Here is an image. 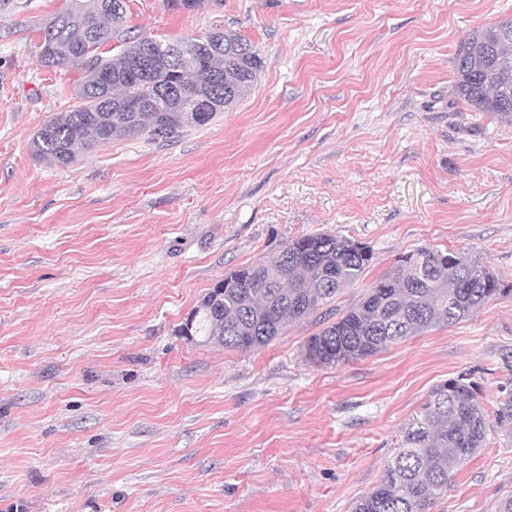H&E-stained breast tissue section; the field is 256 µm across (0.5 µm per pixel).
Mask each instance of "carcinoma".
<instances>
[{"label": "carcinoma", "mask_w": 512, "mask_h": 512, "mask_svg": "<svg viewBox=\"0 0 512 512\" xmlns=\"http://www.w3.org/2000/svg\"><path fill=\"white\" fill-rule=\"evenodd\" d=\"M126 0H65L41 28L38 61L85 70L78 102L32 137V154L67 167L90 149L144 134L170 139L204 126L246 96L261 59L243 36L212 30L174 43L141 32L124 36ZM512 19L477 29L455 58V94L475 112L512 118ZM121 42L118 53L103 47ZM203 118L188 119L197 101ZM373 262L365 244L329 234L286 242L274 254L224 275L192 311L183 331L226 350L267 345L289 325L313 320L304 345L312 366L366 358L390 345L471 316L512 289L477 260L421 247L397 258L354 304L336 305ZM478 383L461 374L437 385L404 428L381 481L352 512H429L454 470L483 447L489 418ZM496 425L512 434V394L496 403Z\"/></svg>", "instance_id": "obj_1"}]
</instances>
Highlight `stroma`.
<instances>
[{"mask_svg": "<svg viewBox=\"0 0 512 512\" xmlns=\"http://www.w3.org/2000/svg\"><path fill=\"white\" fill-rule=\"evenodd\" d=\"M62 0L0 12V512H350L437 384L512 391V293L363 359L306 364L314 323L227 350L182 327L227 272L304 234L479 259L512 284V120L455 91L470 32L512 0H127L129 30L250 40L251 92L204 126L62 168L33 135L82 70L38 63ZM512 441L490 428L431 512H495Z\"/></svg>", "mask_w": 512, "mask_h": 512, "instance_id": "obj_1", "label": "stroma"}]
</instances>
